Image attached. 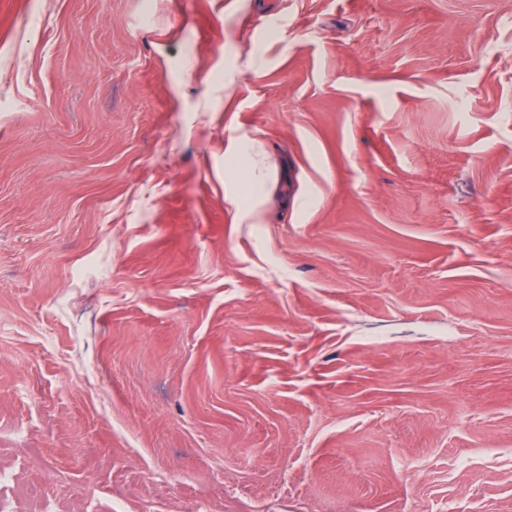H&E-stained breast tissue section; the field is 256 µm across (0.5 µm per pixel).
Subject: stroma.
<instances>
[{
    "label": "stroma",
    "instance_id": "1",
    "mask_svg": "<svg viewBox=\"0 0 512 512\" xmlns=\"http://www.w3.org/2000/svg\"><path fill=\"white\" fill-rule=\"evenodd\" d=\"M0 468L512 512V0H0Z\"/></svg>",
    "mask_w": 512,
    "mask_h": 512
}]
</instances>
